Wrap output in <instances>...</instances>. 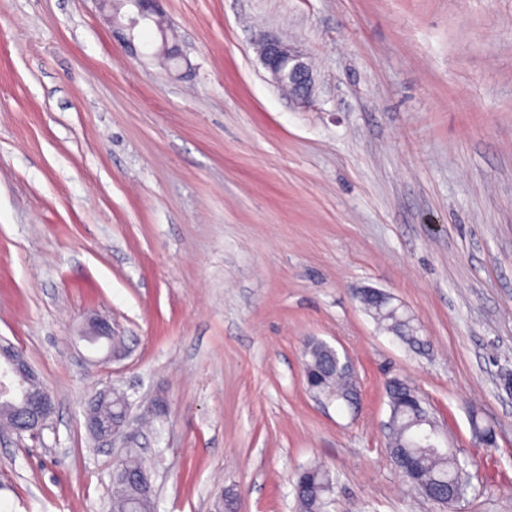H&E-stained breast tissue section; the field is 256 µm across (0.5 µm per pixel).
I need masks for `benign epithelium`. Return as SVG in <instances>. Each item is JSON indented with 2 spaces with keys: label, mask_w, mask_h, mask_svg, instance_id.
I'll return each instance as SVG.
<instances>
[{
  "label": "benign epithelium",
  "mask_w": 512,
  "mask_h": 512,
  "mask_svg": "<svg viewBox=\"0 0 512 512\" xmlns=\"http://www.w3.org/2000/svg\"><path fill=\"white\" fill-rule=\"evenodd\" d=\"M97 2L106 12V20L114 25L116 33L133 53L136 52L134 33L138 26L146 21H156V17L161 14L159 0H133L135 15L128 17L127 22L119 23L112 18V0ZM261 59L277 86H289L288 93L301 102L311 96L312 72L288 42L276 38L267 40L261 47ZM36 379L38 375L22 351L9 344L0 346V396L18 398L22 404L12 427L16 433H26L40 443L54 413V402L46 389L37 387ZM128 425L129 416L125 415L120 426L103 436L102 440L111 445L121 438L125 447H130L134 436L127 431Z\"/></svg>",
  "instance_id": "1"
}]
</instances>
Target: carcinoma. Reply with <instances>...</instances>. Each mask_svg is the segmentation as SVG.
<instances>
[{
    "label": "carcinoma",
    "instance_id": "cac0c4a2",
    "mask_svg": "<svg viewBox=\"0 0 512 512\" xmlns=\"http://www.w3.org/2000/svg\"><path fill=\"white\" fill-rule=\"evenodd\" d=\"M374 318L407 345L420 349L425 341L418 335L413 318L394 309L381 299L363 301ZM304 374L310 392L329 402L348 405L355 399L351 372L342 365L334 349L322 341H309L304 349ZM392 411L388 440L389 457L400 477L425 498L451 504L463 493L467 470L456 453L441 448L438 428H434L413 406L417 392L408 383L394 379L387 386ZM128 398L114 388L111 395L97 404L95 416L104 424L122 416ZM148 466L142 457L131 452L114 466L123 477L114 481L112 512H155L154 486L146 485L141 474ZM334 488L332 472L318 462L299 468L294 474L293 493L297 512H330Z\"/></svg>",
    "mask_w": 512,
    "mask_h": 512
}]
</instances>
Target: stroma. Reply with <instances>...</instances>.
Returning a JSON list of instances; mask_svg holds the SVG:
<instances>
[{"label": "stroma", "mask_w": 512, "mask_h": 512, "mask_svg": "<svg viewBox=\"0 0 512 512\" xmlns=\"http://www.w3.org/2000/svg\"><path fill=\"white\" fill-rule=\"evenodd\" d=\"M160 7L176 70L131 55L97 0H0V340L55 404L42 443L0 430V512H111L120 451L84 412L114 385L136 415L166 401L138 438L157 512H295L313 461L336 512H512V0ZM267 35L312 63L308 104L263 66ZM313 339L349 357L354 405L307 390ZM394 378L468 463L452 505L390 462ZM361 293H363V297L366 299L376 293L384 299L393 300L390 295L373 288L364 289ZM362 303L379 323L383 324L387 330L395 333L407 345L417 349L424 347L425 341L422 336L418 335L419 330L413 324L414 319L409 314L408 316L405 312L400 311V308L395 310L394 307L396 305L392 301L387 303L386 300L373 298L362 300Z\"/></svg>", "instance_id": "obj_1"}]
</instances>
